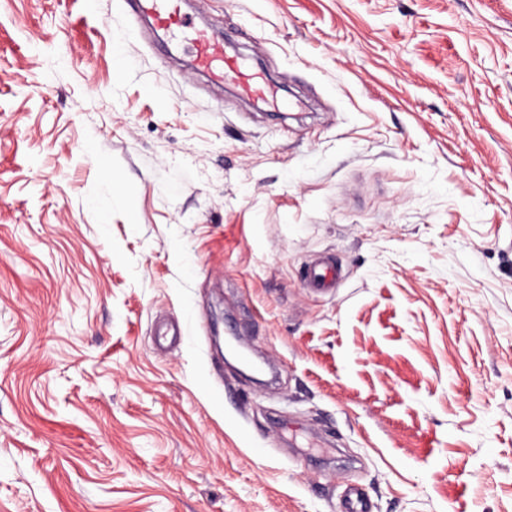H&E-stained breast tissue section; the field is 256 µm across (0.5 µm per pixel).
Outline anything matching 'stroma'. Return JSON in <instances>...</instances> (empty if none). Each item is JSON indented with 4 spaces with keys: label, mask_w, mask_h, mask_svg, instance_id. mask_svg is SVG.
Segmentation results:
<instances>
[{
    "label": "stroma",
    "mask_w": 512,
    "mask_h": 512,
    "mask_svg": "<svg viewBox=\"0 0 512 512\" xmlns=\"http://www.w3.org/2000/svg\"><path fill=\"white\" fill-rule=\"evenodd\" d=\"M181 11L0 0V512H512V0ZM180 0H139L138 9L144 8L151 14L154 23L161 29L181 30L186 22L181 14ZM197 66L216 78L229 82L249 81L253 78L248 69L235 57L224 55L213 33L201 29L190 38ZM340 278V270L334 265L314 267L307 273L306 283L311 288H333Z\"/></svg>",
    "instance_id": "obj_1"
}]
</instances>
